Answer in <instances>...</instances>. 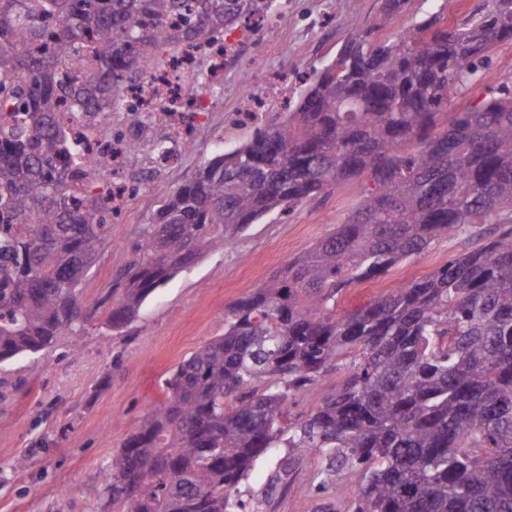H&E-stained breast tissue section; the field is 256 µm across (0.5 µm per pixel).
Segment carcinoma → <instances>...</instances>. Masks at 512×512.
<instances>
[{
  "instance_id": "carcinoma-1",
  "label": "carcinoma",
  "mask_w": 512,
  "mask_h": 512,
  "mask_svg": "<svg viewBox=\"0 0 512 512\" xmlns=\"http://www.w3.org/2000/svg\"><path fill=\"white\" fill-rule=\"evenodd\" d=\"M486 3L449 28L434 12L393 40L352 24L335 58L301 78L282 122L256 126L164 199L97 302L109 326L134 320L152 292L249 225L365 173L375 184L177 365L166 401L103 476L112 512H254L234 490L281 442L322 459L318 491L357 484L347 512H512V75L477 106L446 111L448 93L512 41V0ZM272 8L0 0V363L79 335L82 284L112 232V208L92 191L100 179L57 114L122 112L140 57L160 64L180 42L221 41ZM170 16L181 29L166 27ZM88 43L97 71L74 83L68 69ZM468 224L502 232L336 314L345 288ZM343 361L347 376L315 410L288 413Z\"/></svg>"
}]
</instances>
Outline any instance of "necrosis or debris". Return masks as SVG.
Masks as SVG:
<instances>
[{
  "label": "necrosis or debris",
  "instance_id": "obj_1",
  "mask_svg": "<svg viewBox=\"0 0 512 512\" xmlns=\"http://www.w3.org/2000/svg\"><path fill=\"white\" fill-rule=\"evenodd\" d=\"M279 23L278 14L271 13L250 22L249 26L227 35L220 44H203L169 57L162 65L147 63L144 76L127 84L123 94L133 112L150 116L178 144L190 141L210 110L208 98L187 84V75L204 67L208 79L219 83L226 70L244 64H255L260 58L259 43ZM292 91L285 80L269 82L262 91L241 95L233 121L237 124L257 122L265 102L270 98L287 99ZM63 128L82 143L83 154L92 164L105 165L109 171L106 189L112 199V213L126 212L132 201L144 194L149 183L136 178L138 165L128 152L134 131L125 114L112 115L115 129L111 144L91 127L87 114L63 112L59 115Z\"/></svg>",
  "mask_w": 512,
  "mask_h": 512
}]
</instances>
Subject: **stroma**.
Listing matches in <instances>:
<instances>
[{
  "label": "stroma",
  "instance_id": "35a3bbf8",
  "mask_svg": "<svg viewBox=\"0 0 512 512\" xmlns=\"http://www.w3.org/2000/svg\"><path fill=\"white\" fill-rule=\"evenodd\" d=\"M483 0H413L409 11L381 18L377 0H293L292 22L264 38L260 73L229 70L211 96L215 110L208 137L181 161L158 171L149 190L113 225L90 290L107 287L133 259V245L163 199L193 177L218 151L250 139L253 127H235L231 115L244 84L262 77L307 72L332 59L346 34L343 18L375 25L393 36L415 14L441 11L445 24L482 7ZM494 70L451 94L457 112L483 99L501 74L512 71V42L494 49ZM374 187L369 177L310 199L294 212L250 225L234 246L206 254L146 300L139 317L118 329L103 315L88 320L81 335H66L39 359L16 357L0 363V512H110L98 492L119 448L166 399L165 381L185 357L224 332L228 306L262 286L289 258L343 223ZM495 225L479 224L436 241L421 256L398 262L379 277L353 285L338 298L337 314L362 307L406 281L426 276L448 257L498 238ZM23 469H12L18 456ZM322 467L307 452L281 447L255 461L238 486L255 512H317L324 496L312 485Z\"/></svg>",
  "mask_w": 512,
  "mask_h": 512
}]
</instances>
